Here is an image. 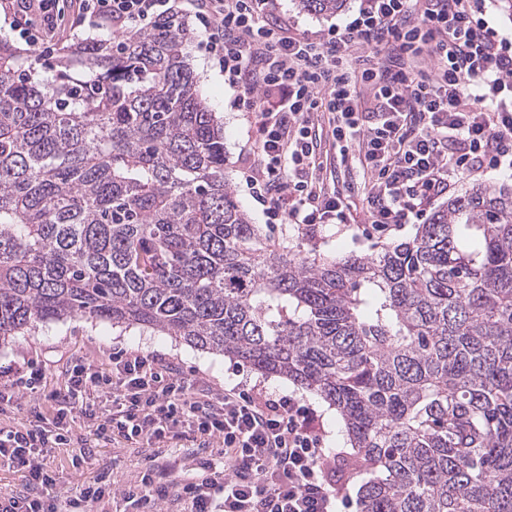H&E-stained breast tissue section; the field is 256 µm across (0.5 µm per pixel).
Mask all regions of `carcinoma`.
Segmentation results:
<instances>
[{
  "instance_id": "1",
  "label": "carcinoma",
  "mask_w": 512,
  "mask_h": 512,
  "mask_svg": "<svg viewBox=\"0 0 512 512\" xmlns=\"http://www.w3.org/2000/svg\"><path fill=\"white\" fill-rule=\"evenodd\" d=\"M188 41H78L36 82L0 38V341L107 320L229 354L336 408L360 512H512V188L369 255L306 250L236 202Z\"/></svg>"
}]
</instances>
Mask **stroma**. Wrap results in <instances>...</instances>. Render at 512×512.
<instances>
[{
	"label": "stroma",
	"instance_id": "stroma-1",
	"mask_svg": "<svg viewBox=\"0 0 512 512\" xmlns=\"http://www.w3.org/2000/svg\"><path fill=\"white\" fill-rule=\"evenodd\" d=\"M278 2L280 7L275 18L285 23L293 33L317 31L334 24L345 26L355 17L359 7V0H346L343 10L326 17L300 9L298 0ZM184 20L193 34L187 49V62L196 75L198 91L224 125L225 178L235 200L252 223L266 224L267 217L250 196L243 177L245 168L251 162L248 139L255 134L254 120L233 107L235 89L225 84L218 68L200 50L204 33L198 20L189 14L185 15ZM415 231L416 227L412 224L384 237L369 236L357 228L347 231L332 229L325 232L317 248L321 253L339 258L361 256L370 253L380 243L412 239ZM117 349L162 355L179 371L205 377L218 393L246 378L260 384L272 395L302 394L305 401L322 416L328 452L338 457L351 452L342 419L334 407L321 397L302 391L300 386L287 378L263 375L231 357L200 351L150 330L115 327L107 320H67L41 324L35 330L0 345V367L8 368L33 359L41 363L49 377L55 380L71 358L83 357L104 368ZM152 455L156 456L158 463L169 465L177 477L191 473L196 465L194 447L186 440L140 448L119 438L99 444L90 459L77 468L72 466L71 451L67 448L49 449L46 459L49 470L55 472L60 480V490L93 481L102 474L110 476L115 487L120 489L146 467Z\"/></svg>",
	"mask_w": 512,
	"mask_h": 512
}]
</instances>
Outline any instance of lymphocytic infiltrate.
Wrapping results in <instances>:
<instances>
[{
    "label": "lymphocytic infiltrate",
    "mask_w": 512,
    "mask_h": 512,
    "mask_svg": "<svg viewBox=\"0 0 512 512\" xmlns=\"http://www.w3.org/2000/svg\"><path fill=\"white\" fill-rule=\"evenodd\" d=\"M276 2L77 0L68 19L60 0H0V13L44 46L64 24L91 20L119 33L192 11L204 50L238 91L235 105L254 117L251 197L311 241L324 226L359 220L389 234L422 219L459 175L512 170V38L490 27L485 0H360L345 26L300 36L270 24ZM325 137L358 182L326 188ZM101 394L110 404H98ZM29 398L52 414L0 426V460L25 481L24 492L0 496V512H54L58 498L65 512H91L111 496L99 478L61 495L46 466L49 448H73L76 468L91 456L73 445L80 420L103 442L211 444L191 476L176 480L152 464L125 485L123 498L140 512H160L172 498L184 512H339L349 503L321 417L291 394L243 382L214 394L165 357L123 350L106 369L71 363L56 388L29 361L0 371V405L19 409Z\"/></svg>",
    "instance_id": "lymphocytic-infiltrate-1"
}]
</instances>
